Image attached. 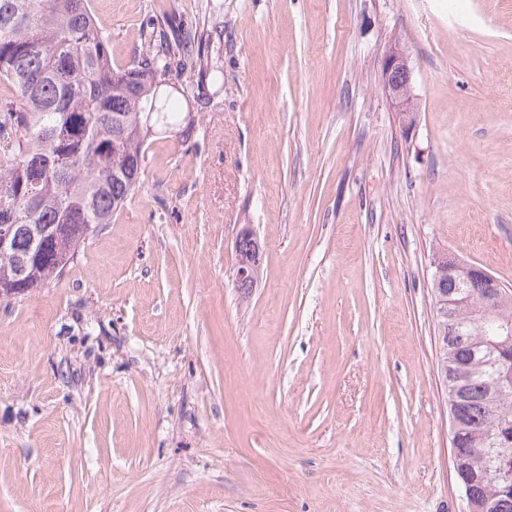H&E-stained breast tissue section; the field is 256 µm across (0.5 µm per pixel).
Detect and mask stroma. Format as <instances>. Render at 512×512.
Masks as SVG:
<instances>
[{"label": "stroma", "instance_id": "obj_1", "mask_svg": "<svg viewBox=\"0 0 512 512\" xmlns=\"http://www.w3.org/2000/svg\"><path fill=\"white\" fill-rule=\"evenodd\" d=\"M92 3L116 64L156 14L196 33L194 124L0 301V512H465L432 260L512 287V0ZM411 67L406 52L394 47L389 51L385 61V90L394 102L402 117L404 125H410L412 117L409 112L411 97Z\"/></svg>", "mask_w": 512, "mask_h": 512}]
</instances>
